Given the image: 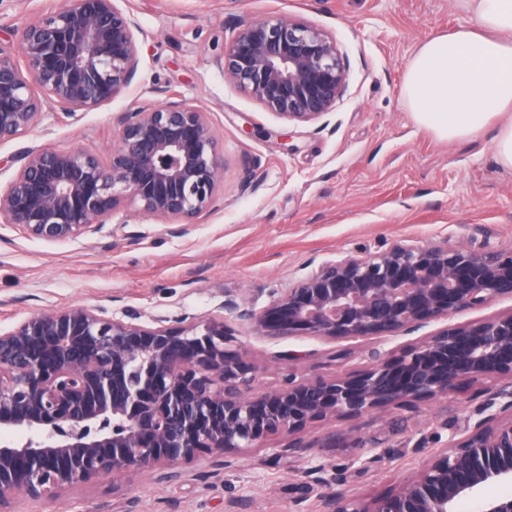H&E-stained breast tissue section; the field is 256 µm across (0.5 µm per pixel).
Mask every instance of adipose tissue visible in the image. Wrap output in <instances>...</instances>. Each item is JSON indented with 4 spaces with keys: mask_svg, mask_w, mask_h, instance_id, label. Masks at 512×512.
<instances>
[{
    "mask_svg": "<svg viewBox=\"0 0 512 512\" xmlns=\"http://www.w3.org/2000/svg\"><path fill=\"white\" fill-rule=\"evenodd\" d=\"M473 25L428 39L404 74L414 119L445 140L493 131L499 164L512 168V0H469Z\"/></svg>",
    "mask_w": 512,
    "mask_h": 512,
    "instance_id": "ef3b65f1",
    "label": "adipose tissue"
}]
</instances>
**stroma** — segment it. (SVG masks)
I'll return each mask as SVG.
<instances>
[{
  "label": "stroma",
  "instance_id": "stroma-1",
  "mask_svg": "<svg viewBox=\"0 0 512 512\" xmlns=\"http://www.w3.org/2000/svg\"><path fill=\"white\" fill-rule=\"evenodd\" d=\"M57 0H0V47L18 51L17 31ZM139 27V66L129 90L71 117L45 109L20 138L0 145V183L26 147L84 149L108 156L118 117L181 99L206 112L224 158L214 203L183 235L123 208L114 236L63 243L0 223V329L37 313L102 306L116 316L223 315L232 299L254 309L321 264L398 241H445L476 250L512 248V168L493 136L443 140L420 126L401 98L406 66L432 36L466 24V0H122ZM286 17L335 36L347 89L319 120L293 124L224 79L218 61L243 25ZM231 344L254 368L253 392L300 379L354 374L373 348L401 354L438 330L431 323L391 341L307 336L272 339L235 320ZM501 374L437 399L385 413L339 415L262 447L221 457L77 483L48 499L19 492L11 512H327V480L370 500L395 492L450 431L465 433ZM377 462L361 465L364 448Z\"/></svg>",
  "mask_w": 512,
  "mask_h": 512
}]
</instances>
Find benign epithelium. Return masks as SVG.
I'll use <instances>...</instances> for the list:
<instances>
[{
    "instance_id": "obj_1",
    "label": "benign epithelium",
    "mask_w": 512,
    "mask_h": 512,
    "mask_svg": "<svg viewBox=\"0 0 512 512\" xmlns=\"http://www.w3.org/2000/svg\"><path fill=\"white\" fill-rule=\"evenodd\" d=\"M117 2L60 0L21 31L23 66L0 47V144L26 132L47 107L74 116L130 86L138 24ZM220 67L235 87L294 124L328 114L347 88L336 37L285 18L240 28ZM223 171L205 113L173 101L124 113L119 146L105 158L82 149L26 151L0 187V220L46 242L97 234L125 207L194 224ZM503 298L512 299V249L444 241L349 253L259 311L229 300L224 316L187 326L179 316L145 326L101 307L29 316L0 330V509L18 491L53 497L105 472L258 448L328 415L386 412L512 374L510 311L442 327L400 357L373 351L354 375L291 376L254 396L253 366L229 349L234 318L270 338L389 340ZM485 410L397 492L370 501L333 493L328 512H457L466 499L477 512H512V496L485 494L512 482V384L493 392Z\"/></svg>"
}]
</instances>
